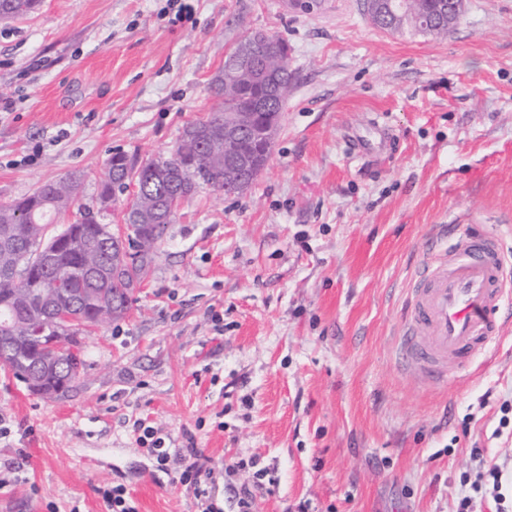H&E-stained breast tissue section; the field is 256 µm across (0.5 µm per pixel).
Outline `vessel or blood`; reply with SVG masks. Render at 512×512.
I'll use <instances>...</instances> for the list:
<instances>
[{
	"instance_id": "b4317fda",
	"label": "vessel or blood",
	"mask_w": 512,
	"mask_h": 512,
	"mask_svg": "<svg viewBox=\"0 0 512 512\" xmlns=\"http://www.w3.org/2000/svg\"><path fill=\"white\" fill-rule=\"evenodd\" d=\"M449 254L448 264H429L415 273L399 347L434 377L490 352L500 332L496 315L512 305L498 238L470 234L456 239Z\"/></svg>"
}]
</instances>
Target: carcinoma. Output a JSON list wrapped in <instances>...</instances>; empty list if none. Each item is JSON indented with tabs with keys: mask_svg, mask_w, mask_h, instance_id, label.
Segmentation results:
<instances>
[{
	"mask_svg": "<svg viewBox=\"0 0 512 512\" xmlns=\"http://www.w3.org/2000/svg\"><path fill=\"white\" fill-rule=\"evenodd\" d=\"M37 2L0 0V15L27 13ZM386 2H374L378 15L375 23L386 30L402 32L415 20H428L432 22L430 34H448V23L434 20L436 0H398L390 7ZM277 44L281 46L279 61L267 59L261 46H249L247 51L253 55L254 69L267 67L272 71L280 86L278 94H270L268 87L257 83L252 75L226 79L216 91V107L206 118L184 127L168 156L139 164L123 152L114 153L98 194L99 209L85 206L78 221L64 225V244L51 243L54 235L47 233V227L52 215L75 200L80 175L72 173L45 182L29 196L0 203V326L18 322L33 329L50 327L49 332L27 340L19 349L0 330V366L18 382L28 384L34 366L53 359L49 347L53 337L65 336L74 346H80V335L97 327L92 310L108 308L107 322L125 315L132 300V282H143L167 226L176 218L174 214L165 222L156 218L158 189L165 193L178 191L185 199L200 188L224 189V118L256 113L261 101L265 102L266 114H280L293 82L287 64L288 42L279 38ZM258 149L251 131L235 140L236 155L248 156ZM132 185L137 191L129 206L130 234L124 247L112 241V226L100 221V212ZM90 250L96 253L97 266L87 273L83 262ZM57 316L67 320L66 328L56 324ZM85 369L86 359L81 355L61 376L43 373L40 389L64 395L75 387Z\"/></svg>",
	"mask_w": 512,
	"mask_h": 512,
	"instance_id": "1",
	"label": "carcinoma"
}]
</instances>
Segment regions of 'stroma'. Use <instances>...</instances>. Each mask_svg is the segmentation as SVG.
I'll list each match as a JSON object with an SVG mask.
<instances>
[{"instance_id": "1", "label": "stroma", "mask_w": 512, "mask_h": 512, "mask_svg": "<svg viewBox=\"0 0 512 512\" xmlns=\"http://www.w3.org/2000/svg\"><path fill=\"white\" fill-rule=\"evenodd\" d=\"M361 3L39 0L0 20V202L76 172L92 206L112 153L168 156L246 32L285 39L294 74L265 168L181 205L127 313L83 337V381L46 399L0 369V478L19 477L0 512H105L112 482L139 512H197L138 418L211 460L223 512L244 487L253 512H512L488 475L512 474V318L444 380L396 355L440 231L512 254V0H466L444 37Z\"/></svg>"}]
</instances>
